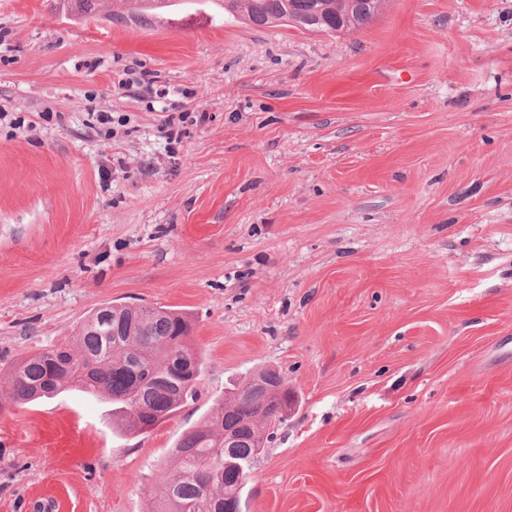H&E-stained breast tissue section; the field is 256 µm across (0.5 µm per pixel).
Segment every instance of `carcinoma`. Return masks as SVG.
Segmentation results:
<instances>
[{
  "label": "carcinoma",
  "instance_id": "carcinoma-1",
  "mask_svg": "<svg viewBox=\"0 0 512 512\" xmlns=\"http://www.w3.org/2000/svg\"><path fill=\"white\" fill-rule=\"evenodd\" d=\"M134 11H162L173 0H124ZM224 12L242 14L256 26L283 24L334 33L369 24L378 5L357 0H215ZM188 314L157 304L137 310L104 304L80 325L77 339L15 360L0 384V411L22 406L67 387L112 401V420L127 433L146 431L174 416L196 394L203 370L199 352L189 345ZM257 377L275 388V401L237 385L218 401L202 428L186 432L175 444L178 475L150 490L151 512H224L231 502L241 512L244 482L224 474V431L247 422L275 425L294 398L273 369Z\"/></svg>",
  "mask_w": 512,
  "mask_h": 512
}]
</instances>
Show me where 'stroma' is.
Wrapping results in <instances>:
<instances>
[{
    "label": "stroma",
    "mask_w": 512,
    "mask_h": 512,
    "mask_svg": "<svg viewBox=\"0 0 512 512\" xmlns=\"http://www.w3.org/2000/svg\"><path fill=\"white\" fill-rule=\"evenodd\" d=\"M107 303L189 313L196 397L0 413V512H151L265 368L295 402L243 512H512V0L335 33L0 0V367Z\"/></svg>",
    "instance_id": "obj_1"
}]
</instances>
